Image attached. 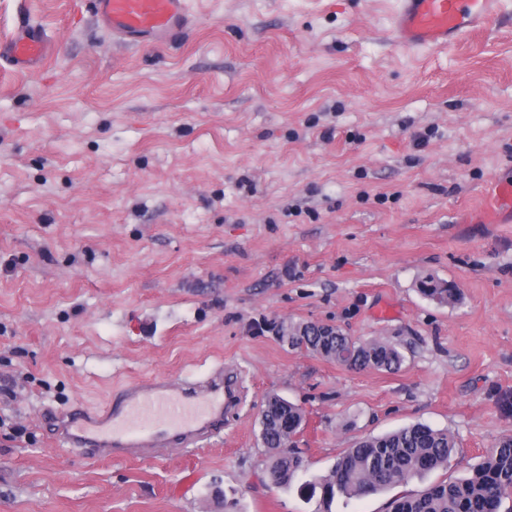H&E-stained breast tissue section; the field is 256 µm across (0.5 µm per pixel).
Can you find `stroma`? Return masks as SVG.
Segmentation results:
<instances>
[{
	"label": "stroma",
	"mask_w": 512,
	"mask_h": 512,
	"mask_svg": "<svg viewBox=\"0 0 512 512\" xmlns=\"http://www.w3.org/2000/svg\"><path fill=\"white\" fill-rule=\"evenodd\" d=\"M125 41L95 0H0L56 49L0 62V512H317L271 485L268 394L305 415L312 475L360 438L451 432L468 476L512 436V0L444 49L390 33L396 0H186ZM457 285L441 305L418 283ZM324 322L406 355L351 370L275 338ZM239 377L223 438L91 458L50 413L154 375Z\"/></svg>",
	"instance_id": "obj_1"
}]
</instances>
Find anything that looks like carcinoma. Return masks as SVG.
I'll return each mask as SVG.
<instances>
[{
  "instance_id": "obj_1",
  "label": "carcinoma",
  "mask_w": 512,
  "mask_h": 512,
  "mask_svg": "<svg viewBox=\"0 0 512 512\" xmlns=\"http://www.w3.org/2000/svg\"><path fill=\"white\" fill-rule=\"evenodd\" d=\"M420 292L441 305L458 300L456 288H446L433 277L421 280ZM288 343L294 350L314 352L336 363L363 358L388 372L399 370L405 361L398 346L375 338L351 343L343 335L325 343L319 336L292 335ZM280 401L278 395L267 396L263 447L269 452V470L276 486L288 489L298 475L308 471V463L285 448L300 432L302 411L290 403L285 414L278 410ZM456 445L448 431L415 423L359 441L337 458L327 474L305 481L300 489L310 498L319 497L322 508L317 512H332L331 505L338 498L348 501L378 494L415 476L448 467ZM391 512H512V438L498 441L471 476L434 483L417 494L396 496Z\"/></svg>"
}]
</instances>
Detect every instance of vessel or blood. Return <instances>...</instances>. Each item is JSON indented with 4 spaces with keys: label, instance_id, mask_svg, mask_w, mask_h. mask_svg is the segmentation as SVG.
I'll return each mask as SVG.
<instances>
[{
    "label": "vessel or blood",
    "instance_id": "obj_1",
    "mask_svg": "<svg viewBox=\"0 0 512 512\" xmlns=\"http://www.w3.org/2000/svg\"><path fill=\"white\" fill-rule=\"evenodd\" d=\"M98 15L127 40L166 38L187 18L185 0H97ZM501 0H399L391 27L411 47L443 48L499 13ZM55 45L39 28H22L0 43V58L30 70L51 57ZM238 406L234 377L215 367L204 379H152L117 392L102 415L80 409L55 416L64 447L99 458H126L168 447L201 448L222 436Z\"/></svg>",
    "mask_w": 512,
    "mask_h": 512
}]
</instances>
